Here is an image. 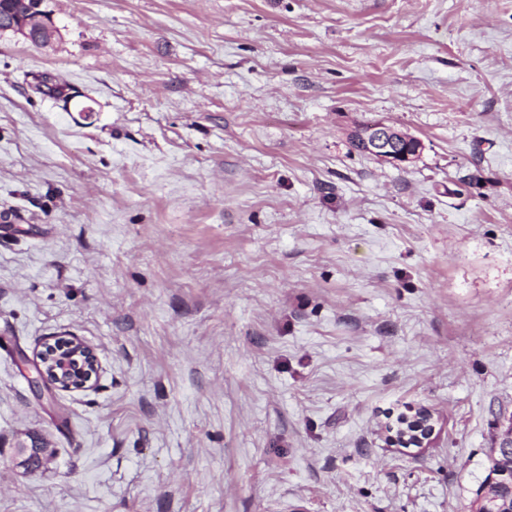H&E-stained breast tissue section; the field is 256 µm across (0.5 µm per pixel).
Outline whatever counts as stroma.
<instances>
[{
	"label": "stroma",
	"instance_id": "1",
	"mask_svg": "<svg viewBox=\"0 0 512 512\" xmlns=\"http://www.w3.org/2000/svg\"><path fill=\"white\" fill-rule=\"evenodd\" d=\"M42 8L0 37V512H469L512 426V0ZM375 120L418 157L354 150ZM56 336L99 375L41 398ZM11 4L12 0H0V26L10 21ZM41 4L36 0H13V17L7 23L9 26L0 28V34L10 33L30 41V32L35 28L42 35L39 46L49 45L58 34V29L52 18L41 10ZM395 429H391L394 431ZM434 433L431 416L427 413L416 412L411 416H401L395 435L391 440L405 448L422 447ZM44 446L38 441H33L30 446H21L16 450L17 465L25 471H34L41 461Z\"/></svg>",
	"mask_w": 512,
	"mask_h": 512
}]
</instances>
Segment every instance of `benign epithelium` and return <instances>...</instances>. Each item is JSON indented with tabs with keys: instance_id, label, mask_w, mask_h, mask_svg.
<instances>
[{
	"instance_id": "1",
	"label": "benign epithelium",
	"mask_w": 512,
	"mask_h": 512,
	"mask_svg": "<svg viewBox=\"0 0 512 512\" xmlns=\"http://www.w3.org/2000/svg\"><path fill=\"white\" fill-rule=\"evenodd\" d=\"M34 28L42 35L38 41L41 46L49 45L58 34L53 20L41 10V3L37 0H13L11 22L0 28V34L10 33L28 40ZM358 139L367 152L393 163L411 161L422 147L418 138L385 120L374 121L361 128ZM98 373V357L90 345L75 336L57 337L44 343L28 381L36 392L51 387L79 391L91 387ZM433 433L431 416L419 411L400 417L392 441L405 448L420 447L431 439ZM43 450L44 446L37 441L18 448L17 465L26 471L35 470Z\"/></svg>"
}]
</instances>
